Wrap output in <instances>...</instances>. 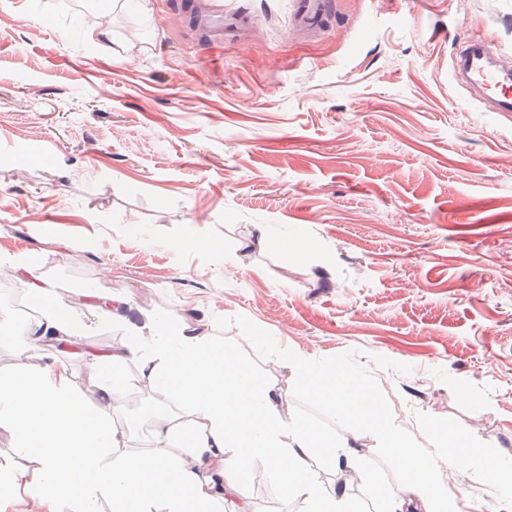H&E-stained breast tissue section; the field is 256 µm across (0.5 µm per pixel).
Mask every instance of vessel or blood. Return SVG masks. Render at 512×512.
<instances>
[{
  "label": "vessel or blood",
  "instance_id": "vessel-or-blood-1",
  "mask_svg": "<svg viewBox=\"0 0 512 512\" xmlns=\"http://www.w3.org/2000/svg\"><path fill=\"white\" fill-rule=\"evenodd\" d=\"M332 0H292L290 24L321 30ZM452 78L472 96L487 101L491 111L512 112V56L493 42L477 37L453 58Z\"/></svg>",
  "mask_w": 512,
  "mask_h": 512
}]
</instances>
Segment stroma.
<instances>
[{
    "label": "stroma",
    "instance_id": "stroma-1",
    "mask_svg": "<svg viewBox=\"0 0 512 512\" xmlns=\"http://www.w3.org/2000/svg\"><path fill=\"white\" fill-rule=\"evenodd\" d=\"M222 2L250 21L212 40L191 21L207 0H0V258L51 280L82 327L28 364L86 394L90 350L179 314L287 390L281 411L356 441L355 499L381 512L400 463L292 375L297 350L407 429L462 512H505L503 484L449 468L424 429L512 462V113L451 81L472 35L512 50V0H337L315 37L290 33L291 0ZM259 228L263 248L239 250ZM86 288L122 303L104 317ZM124 372L116 459L153 448V395ZM245 502L306 509L261 469Z\"/></svg>",
    "mask_w": 512,
    "mask_h": 512
}]
</instances>
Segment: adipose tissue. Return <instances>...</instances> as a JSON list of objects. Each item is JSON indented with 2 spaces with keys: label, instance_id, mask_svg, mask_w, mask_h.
I'll use <instances>...</instances> for the list:
<instances>
[{
  "label": "adipose tissue",
  "instance_id": "ef3b65f1",
  "mask_svg": "<svg viewBox=\"0 0 512 512\" xmlns=\"http://www.w3.org/2000/svg\"><path fill=\"white\" fill-rule=\"evenodd\" d=\"M10 268L39 312L13 332L20 353L38 350L59 334L80 339L66 296L30 276L21 261ZM129 359L138 363L145 385L177 402L191 422L182 425L168 413L156 414L150 454L116 463L109 459L118 435L110 399L126 383L122 368ZM89 365L97 398L92 406L73 390L64 371L22 363L0 375V424L12 427L19 454L35 461L40 472L32 481L15 461L0 459V488H24L52 512H99L103 498L111 501L112 512H210L225 492L244 493L259 462L288 494L308 502V512H357L346 492L323 487L308 462L320 449L332 463L353 467L351 447L337 446L279 413L271 388L247 375L233 351L190 332L180 316L160 319L150 338L130 336L122 352L90 353ZM288 366L345 415H361L372 405L358 394L337 397L343 373L336 367L294 352ZM367 431L403 468L401 494L386 499L382 512H457L434 464L417 452L405 430L375 420ZM181 439L189 457L170 450Z\"/></svg>",
  "mask_w": 512,
  "mask_h": 512
}]
</instances>
